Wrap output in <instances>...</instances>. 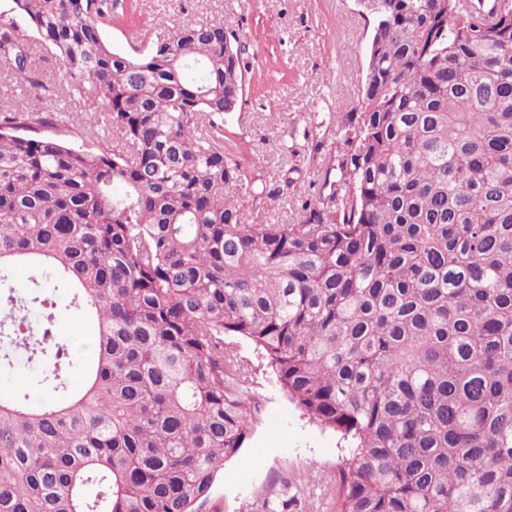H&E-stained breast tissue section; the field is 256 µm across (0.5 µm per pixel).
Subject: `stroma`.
Masks as SVG:
<instances>
[{
  "instance_id": "obj_1",
  "label": "stroma",
  "mask_w": 512,
  "mask_h": 512,
  "mask_svg": "<svg viewBox=\"0 0 512 512\" xmlns=\"http://www.w3.org/2000/svg\"><path fill=\"white\" fill-rule=\"evenodd\" d=\"M112 13L104 36L126 54L184 24L218 22L236 34L249 67L237 110L224 115V143L249 180L266 187L255 218L299 223L322 170L344 150L338 127L364 83L375 22L368 0H112ZM55 331L75 364L92 361L94 328L79 309L60 308ZM41 373L18 351L0 369V396L39 402ZM252 392L263 402L262 421L225 463L211 512H271L278 504L283 512H331L322 483L342 455L336 434L289 402L265 365Z\"/></svg>"
}]
</instances>
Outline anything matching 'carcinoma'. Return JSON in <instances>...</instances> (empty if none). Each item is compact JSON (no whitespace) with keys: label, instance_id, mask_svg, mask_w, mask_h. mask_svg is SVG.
Instances as JSON below:
<instances>
[{"label":"carcinoma","instance_id":"1","mask_svg":"<svg viewBox=\"0 0 512 512\" xmlns=\"http://www.w3.org/2000/svg\"><path fill=\"white\" fill-rule=\"evenodd\" d=\"M370 7L334 188L254 224L224 149L246 70L224 26L127 55L109 0H11L0 66L34 97L0 110V365L51 363L39 405L0 398V512H207L261 421L240 341L340 434L334 512H512V0ZM57 95L80 110L41 111ZM100 115L117 143L66 141ZM51 286L98 337L65 402L54 314L16 320Z\"/></svg>","mask_w":512,"mask_h":512}]
</instances>
